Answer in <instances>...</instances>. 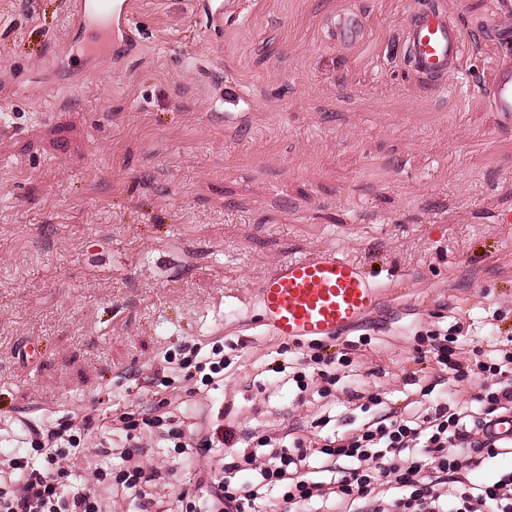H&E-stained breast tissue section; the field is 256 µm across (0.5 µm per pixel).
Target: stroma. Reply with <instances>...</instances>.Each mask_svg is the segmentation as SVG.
Instances as JSON below:
<instances>
[{
  "instance_id": "35a3bbf8",
  "label": "stroma",
  "mask_w": 512,
  "mask_h": 512,
  "mask_svg": "<svg viewBox=\"0 0 512 512\" xmlns=\"http://www.w3.org/2000/svg\"><path fill=\"white\" fill-rule=\"evenodd\" d=\"M415 0H136L135 43L74 58L70 0H0V449L20 422L212 407L237 433L329 417L349 393L417 416L464 402L417 340L459 361L512 346V127L491 111V0H440L466 51L417 81ZM223 9L215 24L211 15ZM360 12L334 41L329 17ZM327 249L377 279L379 307L324 341L339 381L299 391L273 364L309 354L248 304L272 267ZM224 341V385L191 394L167 350ZM333 38L344 45L357 43L363 34V20L358 12H342L334 14L331 19Z\"/></svg>"
}]
</instances>
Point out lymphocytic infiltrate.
I'll return each mask as SVG.
<instances>
[{
	"label": "lymphocytic infiltrate",
	"instance_id": "lymphocytic-infiltrate-1",
	"mask_svg": "<svg viewBox=\"0 0 512 512\" xmlns=\"http://www.w3.org/2000/svg\"><path fill=\"white\" fill-rule=\"evenodd\" d=\"M180 356L165 355L180 372H196L206 386L224 380V346L184 344ZM512 365V349L498 361L475 359L456 370L459 378L478 374L488 383L470 401L438 404L410 418L380 412L351 434L322 437L315 446L302 440L255 434V447L238 448L223 417L201 429L150 408L141 418H124V469H95L81 486H72L69 462L81 455V438L72 426L44 430L29 426V446L0 452V464L15 476L0 486V512H105L104 491L135 501L138 512H251L255 503L278 492L285 512L321 505L326 512H512V471L475 484L468 472L487 459L512 453V444L492 440L489 427L512 415V381L502 378ZM155 431L186 460L223 456L237 459L217 469H202L194 486L172 492L173 470L144 465L147 449L140 428ZM249 472L239 480V472Z\"/></svg>",
	"mask_w": 512,
	"mask_h": 512
}]
</instances>
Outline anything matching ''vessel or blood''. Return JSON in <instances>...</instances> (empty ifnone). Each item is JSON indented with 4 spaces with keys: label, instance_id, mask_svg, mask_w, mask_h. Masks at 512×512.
I'll return each mask as SVG.
<instances>
[{
    "label": "vessel or blood",
    "instance_id": "b4317fda",
    "mask_svg": "<svg viewBox=\"0 0 512 512\" xmlns=\"http://www.w3.org/2000/svg\"><path fill=\"white\" fill-rule=\"evenodd\" d=\"M74 10L93 32L81 41L82 49H97L115 24L121 26L126 39L134 37L132 0H74ZM492 10L501 21L493 30L499 52L485 94L491 110L512 125V54L507 51L512 29L504 25L512 18V0H493ZM330 23L333 37L341 44L351 45L362 37L360 13H338ZM403 46L412 75L425 83L455 69L464 53L461 28L432 0L415 10L403 32ZM380 300V286L362 265L333 250L276 264L255 294L263 325L273 335L293 340L329 338L349 331Z\"/></svg>",
    "mask_w": 512,
    "mask_h": 512
}]
</instances>
